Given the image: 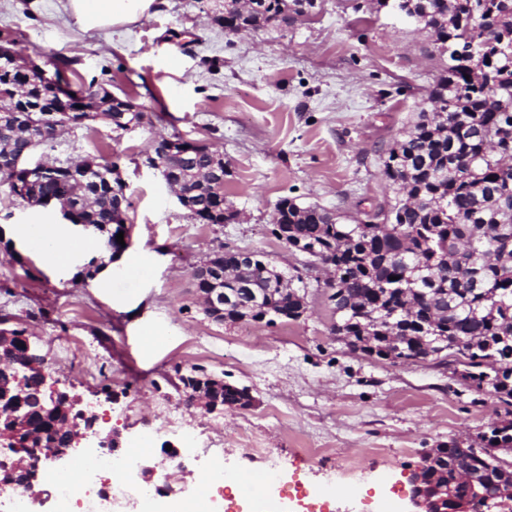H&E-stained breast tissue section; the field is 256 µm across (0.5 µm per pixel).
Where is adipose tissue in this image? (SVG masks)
I'll return each mask as SVG.
<instances>
[{"label": "adipose tissue", "instance_id": "ef3b65f1", "mask_svg": "<svg viewBox=\"0 0 512 512\" xmlns=\"http://www.w3.org/2000/svg\"><path fill=\"white\" fill-rule=\"evenodd\" d=\"M153 3L154 0H66L65 8L80 29L89 31L134 23ZM42 232L47 245L41 256L57 268L70 266L77 254L96 247L91 240L63 241L55 224L44 225Z\"/></svg>", "mask_w": 512, "mask_h": 512}]
</instances>
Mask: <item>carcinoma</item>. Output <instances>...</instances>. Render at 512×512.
<instances>
[{"label":"carcinoma","mask_w":512,"mask_h":512,"mask_svg":"<svg viewBox=\"0 0 512 512\" xmlns=\"http://www.w3.org/2000/svg\"><path fill=\"white\" fill-rule=\"evenodd\" d=\"M303 0H224L213 19L241 21L258 29L274 25L280 15H304ZM406 17L435 36L440 54L448 57L445 75L427 98L440 100V111L420 108L402 140L390 149L384 174L393 189L386 208L367 220L344 224L317 205L288 202L281 212L293 239L318 252L335 268L330 300L341 311L336 335L351 336L361 351L396 360L403 352L455 356L464 340V378L477 389L488 386L512 414V0H396ZM492 28V36L473 55L460 49L476 38V26ZM52 75L66 90L49 96L46 87L29 79L25 62L0 55V96L23 95L0 111V187L9 188L13 164L21 153L52 146L55 125L84 124L77 106L105 117L139 124L145 113L122 107L113 95L95 96L73 89L63 79L67 62L55 58ZM153 139L147 152L156 169L173 177L185 193L186 206L201 224H224L234 217L225 205L224 182L211 177L215 150L197 145L187 151L173 135ZM85 166H54L41 194H70L82 182L90 201L78 220L112 236L114 164L84 159ZM238 280L259 290L268 308L294 307L303 297L285 291L279 274L257 265L245 266ZM399 344H392V335ZM427 340H422V337ZM485 446L470 453L439 447L426 458L421 476L433 494L459 501L470 487L456 474L465 466L480 484L495 490L512 476V462L501 458L512 449V420L494 425L482 436Z\"/></svg>","instance_id":"carcinoma-1"}]
</instances>
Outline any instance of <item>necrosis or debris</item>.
Returning <instances> with one entry per match:
<instances>
[{
	"instance_id": "obj_1",
	"label": "necrosis or debris",
	"mask_w": 512,
	"mask_h": 512,
	"mask_svg": "<svg viewBox=\"0 0 512 512\" xmlns=\"http://www.w3.org/2000/svg\"><path fill=\"white\" fill-rule=\"evenodd\" d=\"M177 435L195 456L208 458L207 477L217 492H224L228 483L238 482L236 473L225 471L223 458L207 444L201 433L177 427ZM152 432L138 433L124 452L115 453L102 446L100 436L89 439L85 452L73 455L70 470L79 471L81 481L71 484L64 473L54 479V512H115L118 505L132 503L135 512H163L167 497H175L179 512H200L205 502L191 489L172 485L142 486L137 475L144 465L142 450L153 444Z\"/></svg>"
}]
</instances>
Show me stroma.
Instances as JSON below:
<instances>
[{"label":"stroma","instance_id":"obj_1","mask_svg":"<svg viewBox=\"0 0 512 512\" xmlns=\"http://www.w3.org/2000/svg\"><path fill=\"white\" fill-rule=\"evenodd\" d=\"M63 2L0 0V41L24 57L63 56L72 85L129 96L151 116L126 132L101 120L65 129L50 152L115 163L132 240L117 258L99 248L50 266L20 229L60 223L58 210L0 191V321L58 356L48 386L95 402L98 427L122 442L145 420L179 419L223 448L228 470L261 474L275 457L282 481L327 495L328 512H379L387 496L410 512V477L427 452L479 447L505 407L462 380L459 364L350 350L332 332L327 270L276 236L273 213L286 198L353 224L386 206L383 162L447 63L431 34L371 0H318L288 26L240 35L213 23L204 0H156L133 24L88 32ZM175 134L223 153L238 220L198 223L145 164L148 142ZM220 246L300 277L305 316L210 321L192 272ZM94 259L108 292L86 276ZM77 357L94 361L92 374L67 371ZM192 372L248 388L255 405H188L180 378Z\"/></svg>","mask_w":512,"mask_h":512}]
</instances>
